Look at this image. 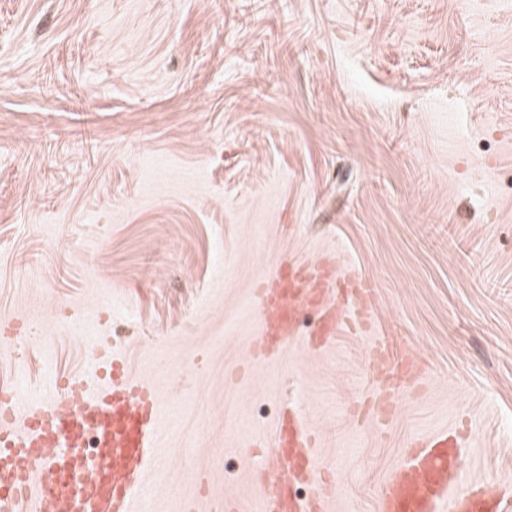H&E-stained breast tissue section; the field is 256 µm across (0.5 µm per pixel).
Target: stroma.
I'll return each mask as SVG.
<instances>
[{
  "label": "stroma",
  "mask_w": 512,
  "mask_h": 512,
  "mask_svg": "<svg viewBox=\"0 0 512 512\" xmlns=\"http://www.w3.org/2000/svg\"><path fill=\"white\" fill-rule=\"evenodd\" d=\"M329 255L372 329L255 362L260 279ZM101 339L162 396L146 512H266L290 408L328 512L444 428L512 484V0H0V386ZM380 342L424 367L383 424ZM287 442L288 450L284 448ZM273 447L264 466L271 465L270 475L278 472L283 464V459L288 460L290 450L297 447L305 448V457L301 460L303 473L305 470L310 471L314 468L315 457L310 451L311 443L308 433L301 429L299 422L293 415L288 413V428H280Z\"/></svg>",
  "instance_id": "obj_1"
}]
</instances>
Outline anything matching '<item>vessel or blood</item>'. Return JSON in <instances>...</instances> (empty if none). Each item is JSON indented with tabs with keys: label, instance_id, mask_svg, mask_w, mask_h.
Returning <instances> with one entry per match:
<instances>
[{
	"label": "vessel or blood",
	"instance_id": "1",
	"mask_svg": "<svg viewBox=\"0 0 512 512\" xmlns=\"http://www.w3.org/2000/svg\"><path fill=\"white\" fill-rule=\"evenodd\" d=\"M376 285L367 277L324 272L322 267L290 261L287 271L263 276L254 297V313L262 324L250 346L252 358L265 360L275 349L293 345L320 348L351 329L373 325ZM320 314L318 329L300 335V315ZM91 359L107 368L106 379L89 383L82 376L71 386L20 402L13 394L0 398V512H38L47 500L45 482L61 469H95L78 494L67 495L62 512H137L148 492L146 475L160 446L159 397L153 386L133 374L126 358L95 349ZM371 373L382 383L369 412L386 419L395 410L394 389L409 373L385 344L373 350ZM97 427L101 452L89 463L77 456L84 447L85 420ZM309 436L296 418L277 433L267 458L279 470L289 449L306 451L301 461L312 470ZM463 439L458 430L444 429L409 443L401 462L386 477L378 512H512V486L489 491L481 484H463ZM327 486H318L312 500L295 499L270 487L269 512H315L328 499Z\"/></svg>",
	"mask_w": 512,
	"mask_h": 512
}]
</instances>
